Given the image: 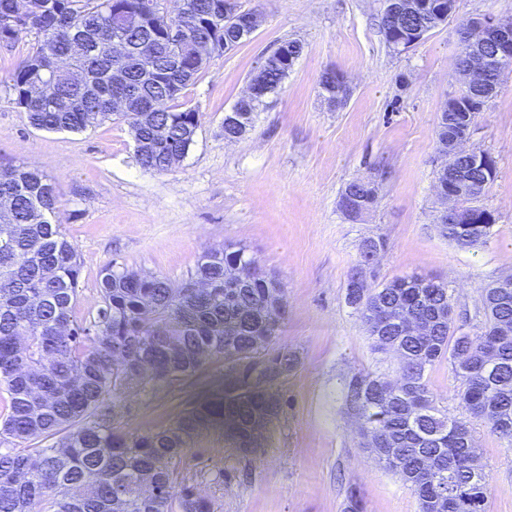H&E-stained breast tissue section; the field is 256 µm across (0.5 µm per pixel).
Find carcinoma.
<instances>
[{"label":"carcinoma","mask_w":512,"mask_h":512,"mask_svg":"<svg viewBox=\"0 0 512 512\" xmlns=\"http://www.w3.org/2000/svg\"><path fill=\"white\" fill-rule=\"evenodd\" d=\"M28 0L33 19L11 24L17 0H0V44L31 39L10 73L7 89L39 130L83 132L116 115L125 121L141 168L158 173L185 158L200 127L194 108L179 104L207 62L176 60L174 42L193 37L221 42L229 32L209 17L224 0H184L181 14L160 16L161 0ZM139 21L125 31L133 48L124 63L134 106L112 112V23ZM60 64L54 91H37L48 60ZM497 168L472 170L478 192ZM0 512H215L180 463L204 430L227 421L240 436L268 427L279 412L273 387L297 364L294 352L272 350L281 324L269 308L285 302L276 277L253 268L240 244L204 255L194 278L210 288L173 285L167 278L114 264L101 272L102 306L88 325L73 317L81 263L57 220L55 183L27 165L0 168ZM251 271L234 300L224 295V268ZM426 277L395 278L364 294H346L377 348L399 353L403 387L383 397L382 377L357 371L345 384L344 403L363 425L401 452V465L372 456L395 470L417 496L420 512H484L489 475L474 485L466 470L472 433L468 422L436 405L427 371L448 362L460 381L457 398L470 415L512 449V340L498 344L487 364L485 346L497 327L512 322V288L483 290L485 320L473 332L439 316L453 307L447 283ZM433 323L427 336L407 334L401 312ZM241 365L224 389L183 408L167 427L145 433L123 430L111 404L156 385L179 386L204 364L203 354ZM49 445L31 448L29 444Z\"/></svg>","instance_id":"1"}]
</instances>
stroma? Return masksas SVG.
<instances>
[{"mask_svg":"<svg viewBox=\"0 0 512 512\" xmlns=\"http://www.w3.org/2000/svg\"><path fill=\"white\" fill-rule=\"evenodd\" d=\"M238 2L262 11L265 23L214 57L189 87L184 101L199 112L200 127L188 155L164 173L137 164L121 119L80 133L33 128L5 87L27 45H0V167L23 163L56 183L57 218L82 264L77 322L95 317L100 273L113 263L178 286L205 252L239 242L282 281L287 306L278 344L295 351L299 364L275 387L279 413L262 448L241 458L223 430L209 429L182 463L191 475L223 470V487L198 486L215 498L216 512H343L353 489L366 512H419L400 476L363 448L356 418L344 406L343 382L352 373L390 380L401 374L394 353L374 349L346 289L365 242L384 238L387 249L367 269L368 283L438 277L453 292L457 325L469 331L484 319V288L512 276V72L468 140L497 161V175L480 197L497 218L488 241L462 249L442 236L432 189L442 161L438 117L458 88V21L512 19V0H457L455 20L401 52L381 33L384 0ZM287 39L300 40L303 52L281 90L242 137L226 141L225 112ZM328 69L350 84L348 101L336 108L320 95L319 78ZM358 178L374 181L377 204L352 221L339 200ZM237 371L235 363L207 359L182 386L116 403L114 420L136 433L168 426ZM427 380L441 408L466 417L448 363L434 366ZM472 427L490 475L485 512H512V451L486 423Z\"/></svg>","mask_w":512,"mask_h":512,"instance_id":"35a3bbf8","label":"stroma"}]
</instances>
